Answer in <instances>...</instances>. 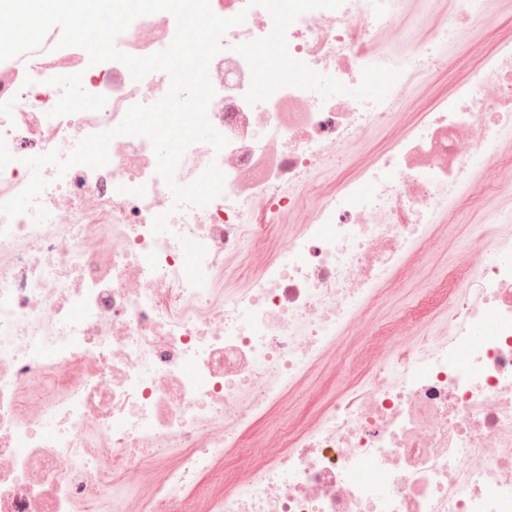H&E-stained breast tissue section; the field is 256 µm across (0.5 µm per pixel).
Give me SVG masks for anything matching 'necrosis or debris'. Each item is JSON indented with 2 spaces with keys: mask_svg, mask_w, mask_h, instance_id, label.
Instances as JSON below:
<instances>
[{
  "mask_svg": "<svg viewBox=\"0 0 512 512\" xmlns=\"http://www.w3.org/2000/svg\"><path fill=\"white\" fill-rule=\"evenodd\" d=\"M412 2L344 0L286 32L293 58L351 88L364 67L401 68L382 102L286 87L252 105L234 47L273 20L217 0L218 16L246 15L209 66L208 117L228 144L191 145L175 180L217 163L219 197L173 210L151 143L119 136L103 168H44V224L0 216V512H512V207L486 212L459 286L441 289L446 335L401 319L371 337L364 323L458 210L485 192L512 198V33L487 0H458L438 22L413 11L405 49L398 20ZM466 22L493 36L474 71L386 150L322 180L389 124ZM175 31L160 12L117 41L147 56ZM60 35L0 62V202L27 185L25 158L68 153L169 89L161 71L137 82L117 61L86 67ZM162 213L170 230L153 234ZM280 216L288 233L274 246ZM182 235L206 248L203 287L185 277ZM366 336L352 381L319 414L229 467L241 428Z\"/></svg>",
  "mask_w": 512,
  "mask_h": 512,
  "instance_id": "obj_1",
  "label": "necrosis or debris"
}]
</instances>
